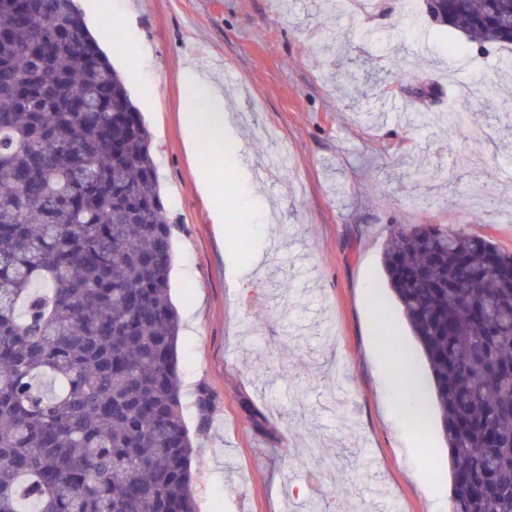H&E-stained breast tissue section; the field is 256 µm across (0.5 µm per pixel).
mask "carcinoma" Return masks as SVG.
<instances>
[{"label": "carcinoma", "instance_id": "carcinoma-1", "mask_svg": "<svg viewBox=\"0 0 512 512\" xmlns=\"http://www.w3.org/2000/svg\"><path fill=\"white\" fill-rule=\"evenodd\" d=\"M512 44V0H431ZM0 512H196L150 133L74 0H0ZM383 270L428 366L452 512H512V252L401 225Z\"/></svg>", "mask_w": 512, "mask_h": 512}]
</instances>
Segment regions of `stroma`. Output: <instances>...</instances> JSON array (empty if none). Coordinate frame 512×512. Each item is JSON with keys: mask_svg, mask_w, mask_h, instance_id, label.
Returning <instances> with one entry per match:
<instances>
[{"mask_svg": "<svg viewBox=\"0 0 512 512\" xmlns=\"http://www.w3.org/2000/svg\"><path fill=\"white\" fill-rule=\"evenodd\" d=\"M123 1L76 5L114 23L104 51L151 134L173 225L197 512H451L439 424L421 433L393 413L383 352L413 339L382 254L397 224H449L512 251V190L499 187L512 74L496 67L512 49L413 20L405 0L343 15L336 0ZM189 63L224 90L239 166L186 149ZM452 103L480 118L481 139L437 122ZM456 154L471 163L449 188L439 172ZM219 171L241 216L201 190Z\"/></svg>", "mask_w": 512, "mask_h": 512, "instance_id": "35a3bbf8", "label": "stroma"}]
</instances>
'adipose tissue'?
<instances>
[{"label":"adipose tissue","mask_w":512,"mask_h":512,"mask_svg":"<svg viewBox=\"0 0 512 512\" xmlns=\"http://www.w3.org/2000/svg\"><path fill=\"white\" fill-rule=\"evenodd\" d=\"M188 110L185 114L186 141L191 148L210 146L214 155L224 153V102L219 90L214 89L193 67L183 70ZM405 364L397 375L396 387L402 395V417L405 422L427 428L430 419L429 401L420 394L419 364L411 349H403Z\"/></svg>","instance_id":"adipose-tissue-1"}]
</instances>
